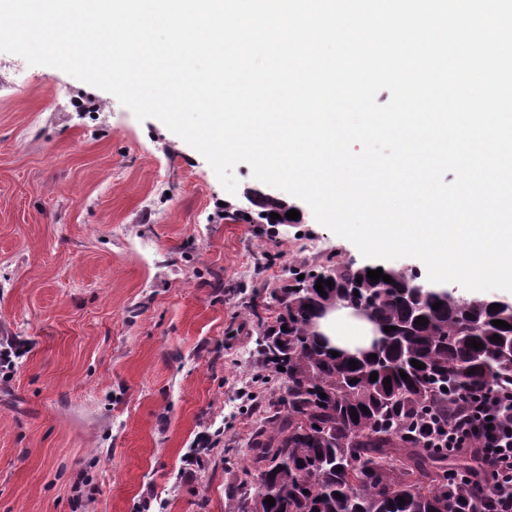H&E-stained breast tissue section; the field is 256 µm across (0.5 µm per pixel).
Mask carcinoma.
<instances>
[{
  "label": "carcinoma",
  "mask_w": 512,
  "mask_h": 512,
  "mask_svg": "<svg viewBox=\"0 0 512 512\" xmlns=\"http://www.w3.org/2000/svg\"><path fill=\"white\" fill-rule=\"evenodd\" d=\"M252 195L267 214L289 211L284 200ZM367 272L339 259L293 267L291 283L270 292L267 315L253 311L254 380L265 395L248 410L245 451L224 449V467L240 471L224 488L237 512H495L499 499L512 497L508 483L489 490L479 467L473 477L453 478L452 450L433 443L435 425L448 422V400L512 394V328L492 325H512V304L491 311L493 301L474 297L463 306L432 286L413 290L402 271L383 269L389 283ZM319 280L325 297L315 289ZM338 304L361 306L379 328L394 327L377 357L330 354L314 323ZM420 316L428 319L423 326ZM496 334L502 340H491Z\"/></svg>",
  "instance_id": "obj_1"
}]
</instances>
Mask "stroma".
<instances>
[{"mask_svg":"<svg viewBox=\"0 0 512 512\" xmlns=\"http://www.w3.org/2000/svg\"><path fill=\"white\" fill-rule=\"evenodd\" d=\"M194 148L110 93L0 52V512H236L253 307L304 262L366 265L304 202L223 216ZM272 261L263 274L254 263Z\"/></svg>","mask_w":512,"mask_h":512,"instance_id":"35a3bbf8","label":"stroma"}]
</instances>
